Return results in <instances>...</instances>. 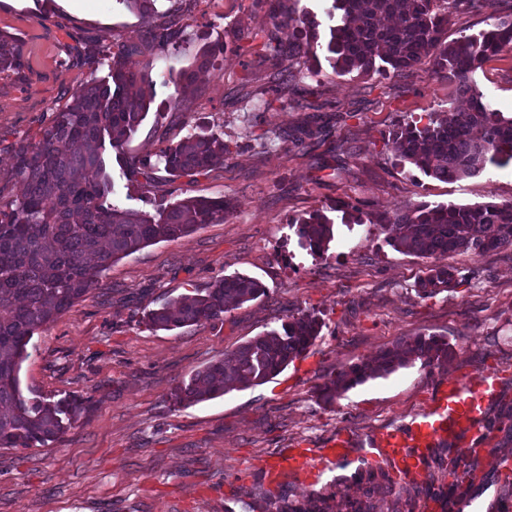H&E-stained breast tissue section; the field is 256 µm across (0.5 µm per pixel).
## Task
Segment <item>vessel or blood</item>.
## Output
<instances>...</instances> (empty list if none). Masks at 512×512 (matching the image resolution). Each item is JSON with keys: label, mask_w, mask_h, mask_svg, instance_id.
<instances>
[{"label": "vessel or blood", "mask_w": 512, "mask_h": 512, "mask_svg": "<svg viewBox=\"0 0 512 512\" xmlns=\"http://www.w3.org/2000/svg\"><path fill=\"white\" fill-rule=\"evenodd\" d=\"M498 393V380L491 372L475 379L452 380L438 390L427 411L406 425L384 431L379 446L394 474L409 481L425 477L429 452L435 445L463 447L480 436L486 408ZM315 467L309 449L291 448L279 453L266 474L296 478L313 474Z\"/></svg>", "instance_id": "b4317fda"}]
</instances>
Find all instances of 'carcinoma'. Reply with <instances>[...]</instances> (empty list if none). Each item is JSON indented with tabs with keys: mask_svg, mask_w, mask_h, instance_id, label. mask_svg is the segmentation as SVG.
I'll return each instance as SVG.
<instances>
[{
	"mask_svg": "<svg viewBox=\"0 0 512 512\" xmlns=\"http://www.w3.org/2000/svg\"><path fill=\"white\" fill-rule=\"evenodd\" d=\"M329 38L324 59L339 75L354 71L405 73L427 60L432 74L448 82L455 96L466 100L461 120L454 109L429 113L420 126L398 124L390 140L398 161L427 177L449 182L479 175L487 165L512 162V115L491 109L473 80L485 63L512 51V18L496 17L474 35L448 41L450 12L491 8L494 0H326ZM262 61L273 66V78L260 95L288 102L292 75L279 67L280 57L318 58L317 22L273 12ZM288 28V44L277 31ZM180 33L177 23L150 27L139 41L121 46L106 78L75 91L71 101L55 110L41 139L13 146L14 175L22 194L0 198V448H32L59 440L88 412L90 401L65 396L56 401L35 390L24 394L19 378L27 347L42 327L95 289L98 277L112 262L160 241L185 237L206 224L224 219L229 209L222 199L189 197L156 213L119 208L109 202L112 184L104 172L107 147H122L147 115L154 98L153 81L126 65L125 55L170 45ZM224 58V43L208 44L199 69ZM24 66L18 40L0 33V73ZM230 144L215 134H190L162 150L156 163L133 160L130 175L155 183V170L175 178L193 179L224 163ZM385 228L386 242L408 255L430 258L465 251L481 255L512 247V202L476 205H431L421 202L369 218ZM301 247L321 254L333 240V222L315 214L296 223ZM454 269L436 265L417 283L425 298L457 287ZM265 293L257 280L227 275L205 293L182 295L151 311L148 324L172 330L219 320L224 313ZM322 324L311 314L282 324L242 345L228 359H218L176 386L173 406L198 403L230 390L264 383L301 356L319 336ZM453 353L445 340L422 334L400 341L374 360L324 377L317 386L325 402L371 378L419 361L446 363Z\"/></svg>",
	"mask_w": 512,
	"mask_h": 512,
	"instance_id": "carcinoma-1",
	"label": "carcinoma"
}]
</instances>
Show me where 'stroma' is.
<instances>
[{
	"instance_id": "35a3bbf8",
	"label": "stroma",
	"mask_w": 512,
	"mask_h": 512,
	"mask_svg": "<svg viewBox=\"0 0 512 512\" xmlns=\"http://www.w3.org/2000/svg\"><path fill=\"white\" fill-rule=\"evenodd\" d=\"M275 9L310 12L319 33L328 32L323 0H155L145 19L121 0H108L101 15L79 0H0V32L17 37L24 54L21 72L0 73V197L20 192L11 145L39 141L55 107L107 77L111 59L84 63L89 45L116 49L176 17V44L132 56L136 69L153 77L195 70L202 45L216 40L224 59L177 105L169 103L173 86H155L138 131L105 154L110 200L149 213L164 199L230 204L223 221L112 263L91 294L35 334L22 388L88 397L92 406L56 442L0 448V512H278L283 496L297 506L326 502L327 512H350L351 502L366 498L373 512H395L405 500L421 506L435 497L443 512H464L489 488L491 512H512L505 489L512 483V247L419 258L393 249L383 227L366 221L420 202L512 201V163L448 183L399 164L390 131L447 110L453 93L425 63L370 77L292 60L296 106L263 101L258 92L272 68L261 57ZM473 78L491 108L512 114V52ZM312 104L322 130L294 143ZM200 131L233 144L222 165L193 181L162 171L152 187L129 179L132 157L159 154ZM315 212L334 223L335 238L320 255L302 249L290 226ZM436 264L453 266L460 284L421 297L416 283ZM236 272L260 280L266 295L216 321L170 331L147 324L148 311ZM306 314L320 319V334L279 375L171 407V390L192 373ZM419 334L448 341L453 357L398 368L330 403L319 398L324 376ZM488 371L497 373L501 396L488 413L493 428L467 456L473 477L455 483L447 449L436 448L425 480L368 493L358 475L385 467L376 446L381 433L420 414L448 380ZM341 430L354 435L353 445L344 459L322 461L318 478L268 483L264 467L281 449L325 448Z\"/></svg>"
}]
</instances>
